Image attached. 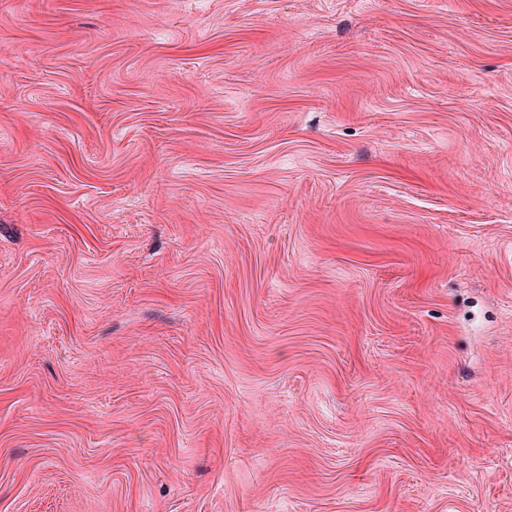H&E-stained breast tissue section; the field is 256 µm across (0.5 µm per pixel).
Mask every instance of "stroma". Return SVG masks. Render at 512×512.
<instances>
[{"mask_svg":"<svg viewBox=\"0 0 512 512\" xmlns=\"http://www.w3.org/2000/svg\"><path fill=\"white\" fill-rule=\"evenodd\" d=\"M0 512H512V0H0Z\"/></svg>","mask_w":512,"mask_h":512,"instance_id":"obj_1","label":"stroma"}]
</instances>
